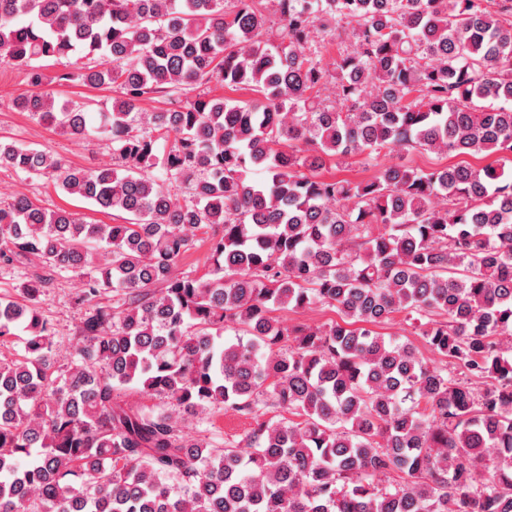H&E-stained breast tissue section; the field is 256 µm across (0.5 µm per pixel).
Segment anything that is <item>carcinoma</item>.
<instances>
[{"instance_id": "cac0c4a2", "label": "carcinoma", "mask_w": 512, "mask_h": 512, "mask_svg": "<svg viewBox=\"0 0 512 512\" xmlns=\"http://www.w3.org/2000/svg\"><path fill=\"white\" fill-rule=\"evenodd\" d=\"M325 37L349 41L331 69ZM62 57L112 110L16 108L117 163L0 142V168L126 217L0 205V260L41 264L0 296V338L25 333L0 356V512H512V0H0V64L39 87L32 62ZM213 80L254 97L140 108ZM421 150L495 160L320 174ZM61 271L120 304L60 362L39 306ZM316 304L340 320L272 316ZM406 310L444 365L365 328ZM221 408L254 427L184 432ZM185 101L183 95L160 96L157 94L146 95L141 101V108L144 112H159L173 109L181 105ZM376 170V167L364 165L361 158L352 157L345 164H336L334 160L327 161L323 174L327 177L335 176L350 180H365L371 178ZM207 252V242H203L200 239L196 241L193 249H191L181 261L179 267L180 271L193 272L196 276L203 275L208 270L207 266H205Z\"/></svg>"}]
</instances>
